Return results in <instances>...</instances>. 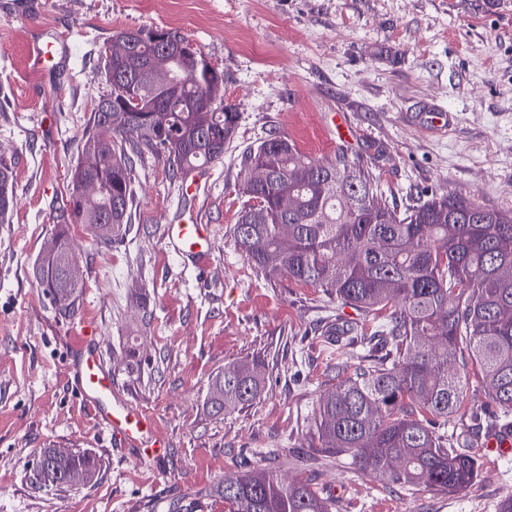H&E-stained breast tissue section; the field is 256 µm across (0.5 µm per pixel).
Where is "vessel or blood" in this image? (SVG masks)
<instances>
[{
    "label": "vessel or blood",
    "instance_id": "vessel-or-blood-1",
    "mask_svg": "<svg viewBox=\"0 0 512 512\" xmlns=\"http://www.w3.org/2000/svg\"><path fill=\"white\" fill-rule=\"evenodd\" d=\"M63 42H49L31 57L34 68L51 72L62 60ZM166 235L181 255L202 260L209 251V228L193 221L168 225ZM68 370L85 405L93 413L117 448H130L137 459L159 461L166 444L157 433L155 420L125 403L112 399V380L106 372L101 354V338L94 326H85L73 351Z\"/></svg>",
    "mask_w": 512,
    "mask_h": 512
}]
</instances>
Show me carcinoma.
<instances>
[{
    "instance_id": "carcinoma-1",
    "label": "carcinoma",
    "mask_w": 512,
    "mask_h": 512,
    "mask_svg": "<svg viewBox=\"0 0 512 512\" xmlns=\"http://www.w3.org/2000/svg\"><path fill=\"white\" fill-rule=\"evenodd\" d=\"M121 33L135 37L131 52L109 60L106 40L100 63L122 85L109 105L98 100L86 122L81 143H92L96 163L71 171L62 214L63 223L84 225L104 248L130 230L139 159L161 153L172 174L183 178L223 158L239 120L188 40L168 32L173 50L164 85L149 71L157 55L150 32L112 36ZM172 85L180 86L175 98ZM132 96L166 109L167 129L157 131L147 112L127 111ZM270 156L273 177L251 190L263 205L243 209L232 230L248 263L269 277L286 275L320 288L366 318L388 312L375 337L360 334L356 324L328 327L338 343L357 340L364 348L378 341L388 353L350 375L336 366L334 387L313 417L317 447L350 458L386 485L434 495L465 492L478 467L448 437V418L459 410L468 365L480 370L484 397L499 411L501 427L512 429V210L435 193L400 212L379 200L373 177L344 152L323 163L278 135L247 150L243 163L259 165ZM80 181L95 183L97 195L77 200ZM14 198V171L0 160L1 221ZM50 242L40 252L36 279L59 313L70 317L82 287L68 276L75 253L64 230ZM262 368L259 359L225 365L212 383L211 412L232 413L255 402L264 388ZM39 461L46 488L74 471L90 481L99 466L87 452L61 456L53 448L42 449ZM215 494L227 512H332L312 483H286L267 469L226 475Z\"/></svg>"
}]
</instances>
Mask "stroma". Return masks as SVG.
Listing matches in <instances>:
<instances>
[{
    "label": "stroma",
    "instance_id": "1",
    "mask_svg": "<svg viewBox=\"0 0 512 512\" xmlns=\"http://www.w3.org/2000/svg\"><path fill=\"white\" fill-rule=\"evenodd\" d=\"M157 28L184 36L223 74L236 132L222 159L185 179L164 156L145 155L132 227L112 248L71 226L84 288L64 317L33 267L109 89L98 50L113 31ZM62 34L59 68L32 70L34 50ZM436 112L451 115L447 132L428 129ZM272 135L319 161L346 152L402 208L443 192L512 209V0H0V158L14 166L17 194L0 223V512H168L176 499L184 512H224L213 487L255 468L309 480L332 495L333 512H497L512 496V453L487 446L491 410L473 370L448 425L478 462L463 494L389 486L321 459L310 422L331 369L355 368L368 352L324 334L361 322L358 311L266 277L235 245L242 155ZM188 216L211 229L204 278L164 235ZM89 323L116 399L156 420L168 444L160 465L113 448L81 400L67 364ZM255 356L266 366L261 397L213 415L215 375ZM51 443L94 454L97 478L33 488L29 469Z\"/></svg>",
    "mask_w": 512,
    "mask_h": 512
}]
</instances>
